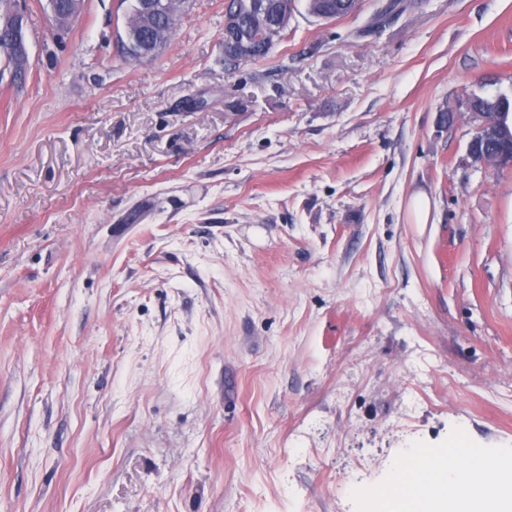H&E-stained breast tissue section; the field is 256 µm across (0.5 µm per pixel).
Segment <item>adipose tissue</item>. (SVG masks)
Here are the masks:
<instances>
[{"mask_svg": "<svg viewBox=\"0 0 512 512\" xmlns=\"http://www.w3.org/2000/svg\"><path fill=\"white\" fill-rule=\"evenodd\" d=\"M397 493L374 497L376 512H505L506 501L478 449L461 453L450 448L433 454L411 449L394 469ZM467 493H460V482Z\"/></svg>", "mask_w": 512, "mask_h": 512, "instance_id": "obj_1", "label": "adipose tissue"}]
</instances>
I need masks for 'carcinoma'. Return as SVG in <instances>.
<instances>
[{"label": "carcinoma", "instance_id": "obj_1", "mask_svg": "<svg viewBox=\"0 0 512 512\" xmlns=\"http://www.w3.org/2000/svg\"><path fill=\"white\" fill-rule=\"evenodd\" d=\"M126 3L123 32L121 37L122 53L127 62H140L143 46L149 36L159 39L164 46L170 40L174 27L166 26V16L170 13L172 0H154L157 13L150 23L142 21V0H123ZM360 0H307V13L322 21H332L357 11ZM295 6V0H225L224 13L235 14L237 34L250 38V47L243 56H225L224 69L229 70L241 60H263L273 47L283 39L288 28L284 14ZM409 7L408 0H385L377 5L367 23L357 31V36L365 37L396 18Z\"/></svg>", "mask_w": 512, "mask_h": 512}]
</instances>
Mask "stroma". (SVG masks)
<instances>
[{
	"mask_svg": "<svg viewBox=\"0 0 512 512\" xmlns=\"http://www.w3.org/2000/svg\"><path fill=\"white\" fill-rule=\"evenodd\" d=\"M296 0L224 69V0L121 56V0H21L0 56V512H370L413 448L512 452V0ZM430 208L416 223L410 200ZM15 0H3L0 3L1 32L6 30L8 37L0 40L1 53L13 68L25 64L28 59V49L24 32V17L15 8ZM307 13L322 21H332L357 11L359 0H306ZM407 0H387L377 5L367 23L357 31L358 37L367 36L374 28L389 23L409 7ZM507 112V121H510V129L505 123V112H465L470 122L474 126L475 132L483 130V136L489 137L498 143L499 149L496 153L486 151L480 148L475 139H471L468 143L467 156L472 165L476 167H486L493 165L498 168L512 167V123L510 116L512 113V100L509 96L505 100ZM475 113H483V122L474 115ZM485 130V131H484Z\"/></svg>",
	"mask_w": 512,
	"mask_h": 512,
	"instance_id": "35a3bbf8",
	"label": "stroma"
}]
</instances>
